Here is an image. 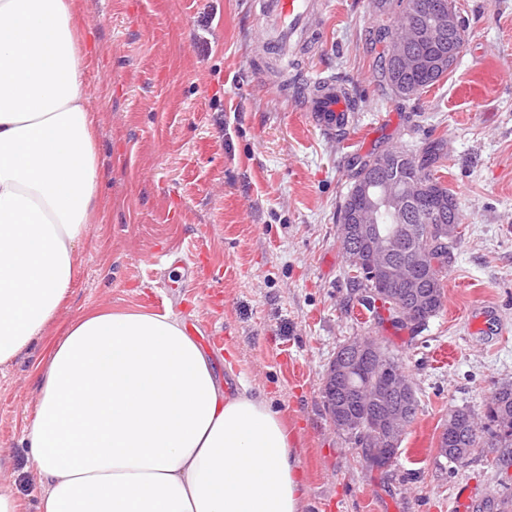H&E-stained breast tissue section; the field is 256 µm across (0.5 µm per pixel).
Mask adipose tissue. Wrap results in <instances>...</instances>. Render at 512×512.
<instances>
[{
  "mask_svg": "<svg viewBox=\"0 0 512 512\" xmlns=\"http://www.w3.org/2000/svg\"><path fill=\"white\" fill-rule=\"evenodd\" d=\"M74 0H0V364L63 306L103 206ZM22 440L37 512H300L291 434L265 399L224 393L167 314L73 322L39 375Z\"/></svg>",
  "mask_w": 512,
  "mask_h": 512,
  "instance_id": "adipose-tissue-1",
  "label": "adipose tissue"
}]
</instances>
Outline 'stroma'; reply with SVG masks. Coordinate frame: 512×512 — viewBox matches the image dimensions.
<instances>
[{
	"mask_svg": "<svg viewBox=\"0 0 512 512\" xmlns=\"http://www.w3.org/2000/svg\"><path fill=\"white\" fill-rule=\"evenodd\" d=\"M252 0H75L90 51L83 74L107 207L94 248L46 336L0 365V487L35 512L39 485L22 441L39 402L38 367L74 320L136 306L193 325L229 394H263L287 423L304 475L302 512H498L512 501V461L490 433L463 463L438 453L452 409L484 421L512 384V0H455L466 43L453 71L401 98L380 81L372 0H332L306 73L350 90L348 130L309 125L296 93L265 76ZM441 140L436 163L458 203L461 238L444 302L403 325L350 287L337 210L360 162ZM207 252L214 276L176 287L175 256ZM171 253L172 261L157 263ZM485 318L471 327V311ZM356 337L385 347L411 379L418 409L391 466L368 467L334 426L325 370Z\"/></svg>",
	"mask_w": 512,
	"mask_h": 512,
	"instance_id": "stroma-1",
	"label": "stroma"
}]
</instances>
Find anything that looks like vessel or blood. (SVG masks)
Listing matches in <instances>:
<instances>
[{
    "label": "vessel or blood",
    "mask_w": 512,
    "mask_h": 512,
    "mask_svg": "<svg viewBox=\"0 0 512 512\" xmlns=\"http://www.w3.org/2000/svg\"><path fill=\"white\" fill-rule=\"evenodd\" d=\"M254 13L265 31L268 47L275 56L299 63L306 48L316 40L313 22L326 15L331 0H254ZM308 120L331 133L349 125V95L333 77L306 80L300 93Z\"/></svg>",
    "instance_id": "b4317fda"
}]
</instances>
